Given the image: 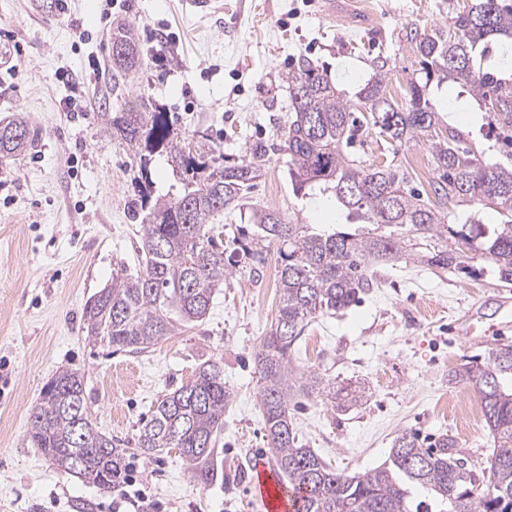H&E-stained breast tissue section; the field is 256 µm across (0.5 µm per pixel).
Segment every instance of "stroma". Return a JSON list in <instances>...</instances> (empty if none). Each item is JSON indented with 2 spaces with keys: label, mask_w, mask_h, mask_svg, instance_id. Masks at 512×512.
<instances>
[{
  "label": "stroma",
  "mask_w": 512,
  "mask_h": 512,
  "mask_svg": "<svg viewBox=\"0 0 512 512\" xmlns=\"http://www.w3.org/2000/svg\"><path fill=\"white\" fill-rule=\"evenodd\" d=\"M463 0H357L359 17L330 11V0H213L196 15L184 0H65L53 12L42 0H0V122L24 114L38 133L34 150L0 163V512H117L113 496L59 469L27 439L31 408L56 371L83 373L98 430L127 449L147 495L148 512H264L253 469L269 458L253 353L277 314L275 247L242 251L249 210L225 211L224 259L233 275L218 288L205 319L185 325L149 352H111L82 330L89 298L114 275L139 267L142 194L173 182L161 155L141 165L105 130L100 99L113 111L149 101L167 112L179 136L202 132L226 163L268 145L264 171L250 193L254 206L319 230L344 223L331 196L295 193L288 157L279 150L288 121L286 78L300 59L323 67L354 93L376 57L388 64L387 92L405 103L420 68L419 37L449 23ZM130 21L144 51L139 75L112 91L110 38ZM443 125L468 133V148L487 162L512 165V133L456 85L435 95ZM354 155L395 160L413 187L429 194L435 176L422 141L393 147L367 132ZM378 286L356 305L315 319L293 351L294 364L363 386V401L340 409L327 396L299 397L293 417L310 448L333 467L365 472L382 465L394 438L416 433L423 446L454 435L473 461L491 453L484 420L466 422L477 399L472 384L449 370L484 361L497 343L512 344L498 299L512 284L420 263L377 265ZM483 304L476 336L459 331ZM224 360L233 393L214 462L219 477L193 482L177 450L145 458L135 449L142 423L168 392L191 380L200 358Z\"/></svg>",
  "instance_id": "1"
}]
</instances>
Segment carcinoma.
Instances as JSON below:
<instances>
[{"mask_svg": "<svg viewBox=\"0 0 512 512\" xmlns=\"http://www.w3.org/2000/svg\"><path fill=\"white\" fill-rule=\"evenodd\" d=\"M512 42V0H469L451 26L439 25L417 45L420 76L410 80L408 101L400 105L386 93L387 60L373 62V74L351 103L314 62L304 59L288 75L292 116L280 149L289 157L288 173L300 190L334 194L352 229L309 232L280 213L251 211V243L274 244L278 253L279 305L275 323L254 351L261 403L273 467L297 495V512H512V344L488 352L485 365H463L450 381H466L479 392L483 416L495 448L481 467L468 465L453 437L443 435L424 448L411 433L392 443L387 460L364 473L338 471L307 446L289 412L299 392L328 390L336 384L305 374L292 362V350L305 328L325 314L358 303L376 278L375 263L401 261L466 275L476 273L468 252L491 263L485 273L512 282V168L490 164L461 146L463 133L440 128L434 88L452 82L497 113L512 127V58L496 48ZM112 43L132 53L112 58L117 79L135 74L141 47L134 25L112 29ZM112 138L134 154H166L175 183L150 202L140 231L142 270L135 277L114 276L84 309L88 336L115 351L142 353L183 324L208 313L216 288L232 271L224 262L217 221L224 209L242 205L262 175L267 150L255 147L241 162L226 165L206 135L173 136L167 113L127 107L110 111L100 103ZM366 113L359 118L353 111ZM392 142L428 143L438 178L433 200L408 188L394 160L378 164L345 152L365 127ZM23 127L21 138L0 137V158L32 150L38 140L22 116L3 128ZM483 203L502 220L447 224L448 203ZM388 232L365 231L363 225ZM222 359L199 364L192 380L163 396L136 439L143 456L175 448L190 477L200 485L218 478L213 455L224 428ZM28 437L59 468L103 492L118 487L127 468V449L98 431L85 398L84 375L59 369L30 413Z\"/></svg>", "mask_w": 512, "mask_h": 512, "instance_id": "1", "label": "carcinoma"}]
</instances>
